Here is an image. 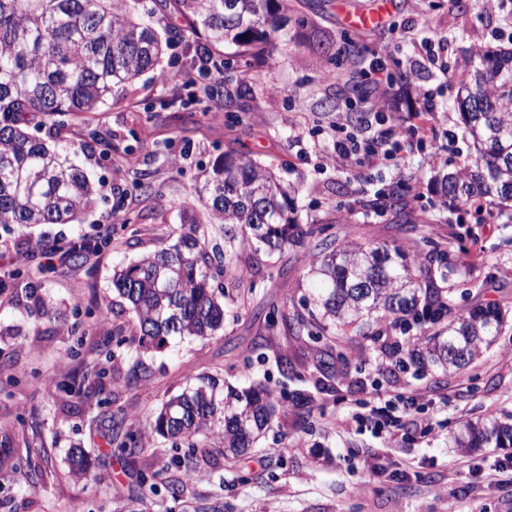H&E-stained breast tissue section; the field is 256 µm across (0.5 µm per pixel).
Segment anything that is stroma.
Instances as JSON below:
<instances>
[{"label": "stroma", "instance_id": "1", "mask_svg": "<svg viewBox=\"0 0 512 512\" xmlns=\"http://www.w3.org/2000/svg\"><path fill=\"white\" fill-rule=\"evenodd\" d=\"M385 10L375 26L349 17ZM153 26L169 44L160 71L117 87L111 102L93 114L92 126L118 149H132L135 165L83 152L71 159L102 198L80 224L0 228V244L19 259L23 274L0 281V512H113L133 498L136 512H193L221 500L225 512H512L511 448H452L448 435L467 421L512 415V320L492 346L462 372L419 374L397 365L395 344L416 332L393 330L389 341L356 337L346 363L326 378L309 359L305 342L272 333L265 357L252 356L264 330L267 304L300 302L312 250L298 239L281 252L259 254L241 279L225 280L227 304L221 336L201 342L174 340L164 351L137 356L102 342L112 332L132 335V315L112 290L115 266L140 259L179 230L185 202L197 201L215 159L232 150L274 166L298 184L293 207L302 224H321L337 243L387 242L409 255L424 245L404 233L393 210L360 208L376 191L400 185L410 210L426 223L431 240L448 253L437 273L456 307L512 300V224L476 223L449 211L433 176L441 166L471 159L460 116L453 107L458 81L438 66H455L469 51L512 47V14L486 0H290L287 45L256 59L232 44H207L232 60L224 72L220 114L201 106L165 109L162 101L186 97L178 74L185 70L189 39L183 17L163 0H141ZM443 39L437 52L422 45L424 33ZM386 77L396 95L401 147L388 164L359 169L336 161L331 128L348 111L353 83ZM434 90L442 131L431 154L411 139L415 100L407 86ZM458 134L449 144L444 132ZM130 216L132 224L117 220ZM112 244L65 270L41 273L30 253L58 247L76 236ZM54 317L35 312L37 298ZM287 353L294 373L282 376L276 352ZM149 375L132 379L136 361ZM208 375L242 389L269 382L279 404V424L237 464L213 448L180 499L154 495L108 444L110 416L122 411L131 430L149 433L170 396ZM395 405L410 403L419 425L405 424L393 437L374 434L354 417L374 390ZM312 397L298 403L297 393ZM80 448L85 475L70 473L67 456Z\"/></svg>", "mask_w": 512, "mask_h": 512}]
</instances>
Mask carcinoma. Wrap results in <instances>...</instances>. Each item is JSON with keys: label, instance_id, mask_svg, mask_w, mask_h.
<instances>
[{"label": "carcinoma", "instance_id": "1", "mask_svg": "<svg viewBox=\"0 0 512 512\" xmlns=\"http://www.w3.org/2000/svg\"><path fill=\"white\" fill-rule=\"evenodd\" d=\"M190 33L203 27L212 43H232L270 54L277 40L288 35V5L280 0H173ZM138 0H0V225L72 224L93 208L98 189L68 157L51 148L64 141L69 125L88 127L79 144L82 151L96 146L112 149L89 128L87 114L112 99L114 88L154 69L164 53L151 22L135 17ZM467 74L456 105L465 127L474 162L459 170L441 169L435 176L440 194L453 210H472L476 223H486L488 206L502 207L512 221V49L479 51L468 60ZM49 129L48 139L33 135L34 120ZM298 188L259 163L229 151L213 166L204 202L206 221L191 218L171 244L142 259L113 270L112 286L135 317L131 342L144 354L160 351L172 337L209 340L224 327L226 291L214 270L236 272L238 247L253 251L283 250L296 238L309 239L315 253L306 287L313 309L309 318L288 303L265 314L266 329L282 327L307 339L315 370L336 371L347 359V331L362 332L368 318L389 332L432 313L436 328L420 329L421 339L410 362L443 372L470 366L502 332L498 305L453 309L435 283L432 267L446 253L434 248L409 256L385 243L336 246L315 224H300L289 216ZM378 210L393 208L416 232L407 214L402 186L362 202ZM219 225L224 245L210 244L209 226ZM111 240L82 239L73 244L76 260L109 247ZM277 408L274 392L259 381L249 388L225 389L210 376L170 397L154 422V431L171 447L193 448L200 455L210 445L200 441L219 428L224 457L238 459L272 428ZM124 416L112 413L109 444L128 467L140 474L148 491L157 490L161 473L144 474L140 460L147 439L122 431ZM457 448L512 447V421L488 417L466 422L453 431Z\"/></svg>", "mask_w": 512, "mask_h": 512}]
</instances>
